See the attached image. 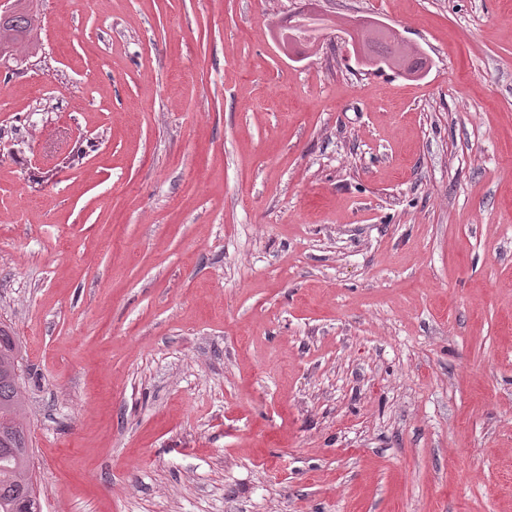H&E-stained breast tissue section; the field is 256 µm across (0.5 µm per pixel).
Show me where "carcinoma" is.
<instances>
[{
	"instance_id": "carcinoma-1",
	"label": "carcinoma",
	"mask_w": 512,
	"mask_h": 512,
	"mask_svg": "<svg viewBox=\"0 0 512 512\" xmlns=\"http://www.w3.org/2000/svg\"><path fill=\"white\" fill-rule=\"evenodd\" d=\"M33 30V16L25 7L0 16V52L8 53L14 46L29 42ZM357 36L374 58L391 60L400 56L403 69L409 73H418L425 67L424 59L414 55L413 49L399 46L398 40L386 34L376 35L361 28ZM280 38L289 47L311 43L309 29L302 24L280 34ZM22 359L17 337L0 323V512H30L28 498L33 495L30 437L22 424L27 408L20 383Z\"/></svg>"
}]
</instances>
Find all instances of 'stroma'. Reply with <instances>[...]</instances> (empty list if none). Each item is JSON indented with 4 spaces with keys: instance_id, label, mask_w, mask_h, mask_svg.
<instances>
[{
    "instance_id": "obj_1",
    "label": "stroma",
    "mask_w": 512,
    "mask_h": 512,
    "mask_svg": "<svg viewBox=\"0 0 512 512\" xmlns=\"http://www.w3.org/2000/svg\"><path fill=\"white\" fill-rule=\"evenodd\" d=\"M38 3L0 322L42 512H512V0H315L302 55L306 0ZM356 34L358 41L364 44L369 55L374 58L391 60L401 56L403 69L409 73H418L425 67L424 59L414 55L415 51L412 48L404 45L402 51L398 40L387 34L375 35L371 30L365 28H360Z\"/></svg>"
}]
</instances>
